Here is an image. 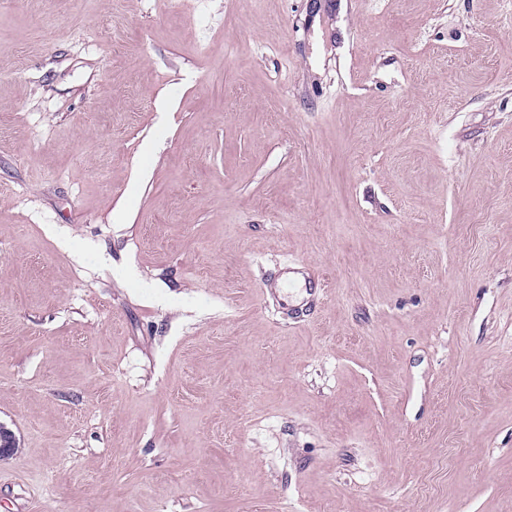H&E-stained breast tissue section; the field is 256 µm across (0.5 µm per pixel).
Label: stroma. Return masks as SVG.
<instances>
[{
  "mask_svg": "<svg viewBox=\"0 0 512 512\" xmlns=\"http://www.w3.org/2000/svg\"><path fill=\"white\" fill-rule=\"evenodd\" d=\"M0 512H512V0H0Z\"/></svg>",
  "mask_w": 512,
  "mask_h": 512,
  "instance_id": "35a3bbf8",
  "label": "stroma"
}]
</instances>
